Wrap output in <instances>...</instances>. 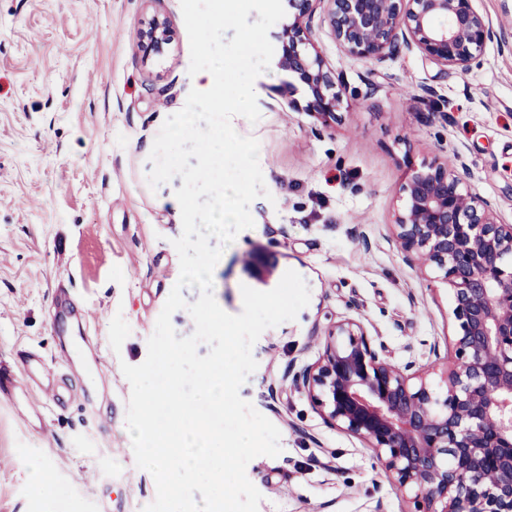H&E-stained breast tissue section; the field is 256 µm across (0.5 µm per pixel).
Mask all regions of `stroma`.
Masks as SVG:
<instances>
[{"label":"stroma","instance_id":"stroma-1","mask_svg":"<svg viewBox=\"0 0 512 512\" xmlns=\"http://www.w3.org/2000/svg\"><path fill=\"white\" fill-rule=\"evenodd\" d=\"M496 32L465 74L405 50L384 62L346 55L327 27L317 50L348 89L338 119L305 112L303 90L269 67L255 81L258 140L269 198L250 205L253 228L227 246L213 294L242 311V286L263 283L241 258L262 248L278 273H299L310 302L253 346L241 397L280 431L278 456L246 468L258 512H415L370 449L327 424L294 375L318 360L341 317L362 318L396 364L447 355L456 325L446 284L424 278L387 239L411 169L465 161L472 187L512 224V0H473ZM169 20L171 40L150 60L142 21ZM180 0H0V365L35 354L59 390L42 405L29 387L0 398V512H142L156 496L135 463L122 364L147 341L180 275L175 191L147 174L165 119L195 79ZM92 318H85V310ZM44 475L54 490L42 494Z\"/></svg>","mask_w":512,"mask_h":512}]
</instances>
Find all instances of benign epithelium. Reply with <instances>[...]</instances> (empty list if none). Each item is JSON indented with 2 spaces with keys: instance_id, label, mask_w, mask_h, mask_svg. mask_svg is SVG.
<instances>
[{
  "instance_id": "1",
  "label": "benign epithelium",
  "mask_w": 512,
  "mask_h": 512,
  "mask_svg": "<svg viewBox=\"0 0 512 512\" xmlns=\"http://www.w3.org/2000/svg\"><path fill=\"white\" fill-rule=\"evenodd\" d=\"M284 2L276 65L303 86L305 111L325 127L347 87L314 46L316 12L349 56L383 61L405 48L444 71H470L496 36L473 0ZM170 37L167 18L143 22V58ZM466 170L462 160L412 169L388 237L451 292L454 357L440 383L413 360L393 363L362 321L345 318L328 327L322 355L292 386L328 424L372 449L422 512H512V224L499 221ZM243 264L265 281L278 261L257 249Z\"/></svg>"
}]
</instances>
